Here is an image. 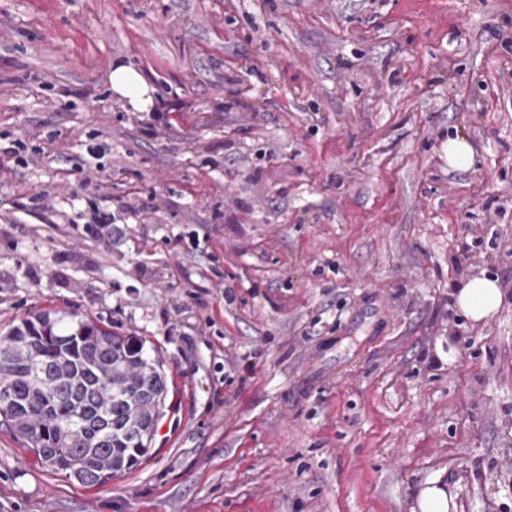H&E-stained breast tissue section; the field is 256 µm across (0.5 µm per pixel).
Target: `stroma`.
I'll return each instance as SVG.
<instances>
[{
  "label": "stroma",
  "mask_w": 512,
  "mask_h": 512,
  "mask_svg": "<svg viewBox=\"0 0 512 512\" xmlns=\"http://www.w3.org/2000/svg\"><path fill=\"white\" fill-rule=\"evenodd\" d=\"M42 310L168 397L100 486L0 425V512H512V0H0V338ZM112 89L127 98L136 108L145 109L151 103L149 85L142 74L133 66L120 64L113 66L111 74ZM473 151L464 136L448 140V164L451 167H468L472 164ZM502 300L497 281L486 276L473 277L457 295L459 308L474 321L491 317L500 308ZM440 479H433L427 482L417 499L416 507L411 512H449L452 503L451 497L439 484Z\"/></svg>",
  "instance_id": "obj_1"
}]
</instances>
